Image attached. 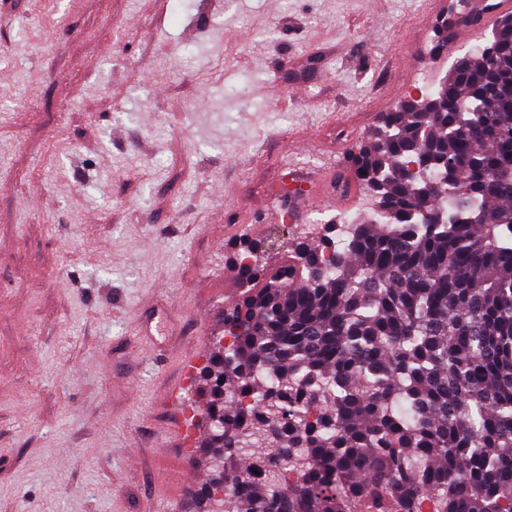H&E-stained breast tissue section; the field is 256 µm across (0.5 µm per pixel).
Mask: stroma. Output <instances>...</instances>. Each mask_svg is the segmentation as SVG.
I'll list each match as a JSON object with an SVG mask.
<instances>
[{
  "label": "stroma",
  "instance_id": "35a3bbf8",
  "mask_svg": "<svg viewBox=\"0 0 512 512\" xmlns=\"http://www.w3.org/2000/svg\"><path fill=\"white\" fill-rule=\"evenodd\" d=\"M432 0H0V512H183L228 244L413 97Z\"/></svg>",
  "mask_w": 512,
  "mask_h": 512
}]
</instances>
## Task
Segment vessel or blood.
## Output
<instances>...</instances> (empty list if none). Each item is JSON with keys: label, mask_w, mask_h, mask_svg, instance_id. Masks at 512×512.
Here are the masks:
<instances>
[{"label": "vessel or blood", "mask_w": 512, "mask_h": 512, "mask_svg": "<svg viewBox=\"0 0 512 512\" xmlns=\"http://www.w3.org/2000/svg\"><path fill=\"white\" fill-rule=\"evenodd\" d=\"M512 17V0H440L434 15L436 24L447 27L448 43L431 47L427 58L434 59L454 50L456 42L466 36L496 28Z\"/></svg>", "instance_id": "1"}]
</instances>
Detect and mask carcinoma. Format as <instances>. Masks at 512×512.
<instances>
[{
  "mask_svg": "<svg viewBox=\"0 0 512 512\" xmlns=\"http://www.w3.org/2000/svg\"><path fill=\"white\" fill-rule=\"evenodd\" d=\"M348 171L382 221L237 264L187 512H512V19L383 113Z\"/></svg>",
  "mask_w": 512,
  "mask_h": 512,
  "instance_id": "carcinoma-1",
  "label": "carcinoma"
}]
</instances>
